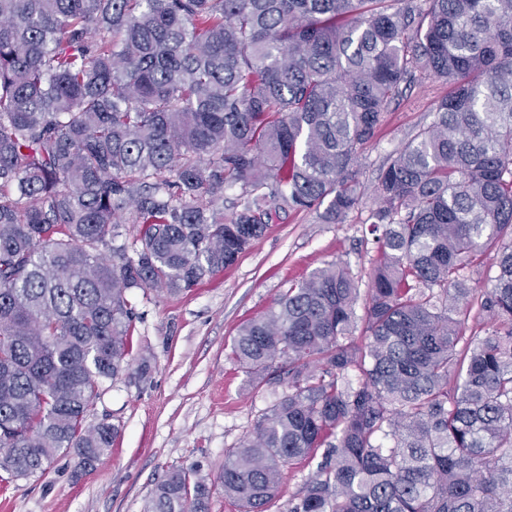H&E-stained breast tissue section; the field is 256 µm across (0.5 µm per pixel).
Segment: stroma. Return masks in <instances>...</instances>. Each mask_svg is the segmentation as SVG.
Returning <instances> with one entry per match:
<instances>
[{
    "label": "stroma",
    "instance_id": "stroma-1",
    "mask_svg": "<svg viewBox=\"0 0 512 512\" xmlns=\"http://www.w3.org/2000/svg\"><path fill=\"white\" fill-rule=\"evenodd\" d=\"M447 92V85L423 78L391 108L359 160L362 203L344 223H324L315 212H279L232 268L183 294L134 296V364L104 387L87 418L119 427L111 450L86 469L71 452L44 477L0 481V512H143L157 479L174 466L205 477L210 512H237L217 484L224 451L252 431L284 389L253 390L230 359L232 340L289 281L322 263L345 260L353 273L368 275L375 255L370 210L383 163L430 123L434 103ZM141 359L148 374L139 372Z\"/></svg>",
    "mask_w": 512,
    "mask_h": 512
}]
</instances>
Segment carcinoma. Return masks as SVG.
Listing matches in <instances>:
<instances>
[{"instance_id": "obj_1", "label": "carcinoma", "mask_w": 512, "mask_h": 512, "mask_svg": "<svg viewBox=\"0 0 512 512\" xmlns=\"http://www.w3.org/2000/svg\"><path fill=\"white\" fill-rule=\"evenodd\" d=\"M419 74L450 90L379 176L366 292L326 262L234 339L288 393L219 480L240 512L313 462L289 512H512V0H0V470L107 452L129 295L192 290L281 210L344 223ZM210 496L174 468L146 512Z\"/></svg>"}]
</instances>
